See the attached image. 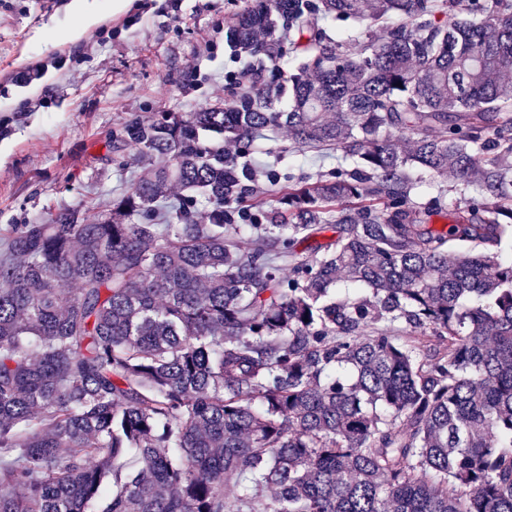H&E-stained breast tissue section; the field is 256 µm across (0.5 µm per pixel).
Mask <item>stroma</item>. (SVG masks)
<instances>
[{
    "label": "stroma",
    "mask_w": 512,
    "mask_h": 512,
    "mask_svg": "<svg viewBox=\"0 0 512 512\" xmlns=\"http://www.w3.org/2000/svg\"><path fill=\"white\" fill-rule=\"evenodd\" d=\"M72 0H0V225L24 224L74 204L105 210L137 167L119 170L112 134L155 112L188 114L227 101L236 67L224 32L244 0H132L116 12L95 0L88 23ZM262 161L289 178L344 167L342 153L300 152L273 133ZM418 202L440 197L435 225L466 197L455 180L418 172Z\"/></svg>",
    "instance_id": "35a3bbf8"
}]
</instances>
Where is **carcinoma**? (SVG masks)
Returning a JSON list of instances; mask_svg holds the SVG:
<instances>
[{"label": "carcinoma", "mask_w": 512, "mask_h": 512, "mask_svg": "<svg viewBox=\"0 0 512 512\" xmlns=\"http://www.w3.org/2000/svg\"><path fill=\"white\" fill-rule=\"evenodd\" d=\"M224 40L269 65L123 122L106 210L0 228V512H512V0H247ZM282 127L349 166L250 189ZM416 169L477 196L436 228ZM315 23L323 28L327 35L336 40H346L347 38L360 36L362 29L356 27V21L353 19L326 21L320 15L315 16Z\"/></svg>", "instance_id": "cac0c4a2"}]
</instances>
